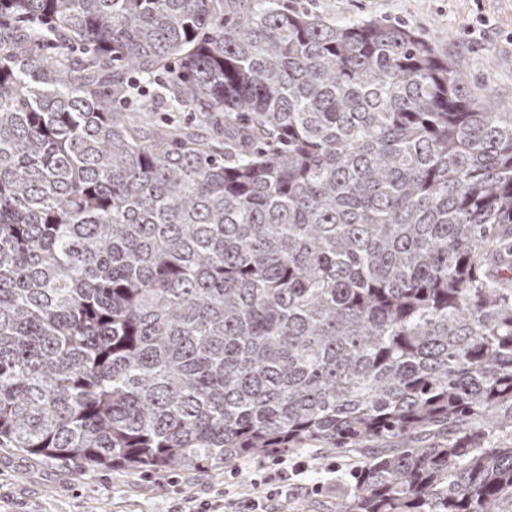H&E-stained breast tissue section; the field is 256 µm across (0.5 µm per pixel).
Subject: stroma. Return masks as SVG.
I'll return each instance as SVG.
<instances>
[{
	"instance_id": "obj_1",
	"label": "stroma",
	"mask_w": 512,
	"mask_h": 512,
	"mask_svg": "<svg viewBox=\"0 0 512 512\" xmlns=\"http://www.w3.org/2000/svg\"><path fill=\"white\" fill-rule=\"evenodd\" d=\"M337 20L381 17L417 29L466 76L472 92L512 106V0H297ZM304 460L320 495L289 498L288 512H335L352 480V457L321 443L282 451ZM249 458L193 471L87 469L0 448V512H171L190 498L250 492Z\"/></svg>"
}]
</instances>
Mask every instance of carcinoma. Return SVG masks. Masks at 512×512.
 <instances>
[{
    "mask_svg": "<svg viewBox=\"0 0 512 512\" xmlns=\"http://www.w3.org/2000/svg\"><path fill=\"white\" fill-rule=\"evenodd\" d=\"M158 70L195 123L120 105ZM510 224L512 108L401 24L0 0V448L315 442L337 512H512Z\"/></svg>",
    "mask_w": 512,
    "mask_h": 512,
    "instance_id": "1",
    "label": "carcinoma"
}]
</instances>
